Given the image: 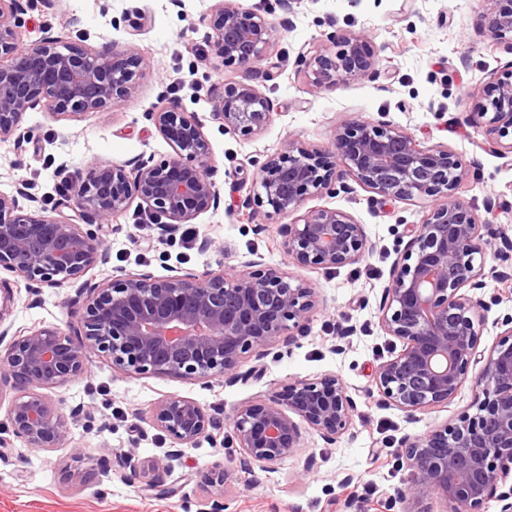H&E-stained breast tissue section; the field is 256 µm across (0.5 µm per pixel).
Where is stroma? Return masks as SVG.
<instances>
[{"label":"stroma","instance_id":"obj_1","mask_svg":"<svg viewBox=\"0 0 512 512\" xmlns=\"http://www.w3.org/2000/svg\"><path fill=\"white\" fill-rule=\"evenodd\" d=\"M239 2L276 29L270 55L284 67L274 80L257 71L217 66L202 23L215 0H35L22 16L26 42L38 41L46 27L94 49L131 41L152 52L155 69L139 80L135 93L111 102L106 114L56 121L44 112H30L24 152H16L12 141H0V193H12L15 181L27 180L35 184L47 214L63 215L59 202L68 183L91 161L161 160L170 154L147 112L162 97L175 99L205 122L220 203L195 219L188 242L177 232L160 237L148 215L130 208L114 219L105 238L110 262L90 270L86 281L97 285L125 274L163 278L220 269L235 274L241 261L259 257L311 283L326 308L295 345L281 342L247 354L242 369L259 365L263 375L245 383L231 385L213 376L127 375L110 358L90 351L86 374L49 392L70 430L64 448H32L13 437L6 426L7 405L16 392L4 388L0 436L10 439L12 449L0 459V512H203L210 499L224 501V512H355L349 505L355 491L365 492L370 512H400L387 500L408 479L407 470L394 460L401 438L473 410L475 391L468 381L448 403L417 412L411 420L382 403L373 380L376 367L402 349L378 326L381 293L405 250L408 225L422 222L431 198L380 204L356 183L347 192L339 188L308 196L304 210L347 212L375 245L374 254L360 263L311 269L289 264L280 247L279 220L239 209L237 180L252 176L256 162L287 139L327 148L335 126L359 115L406 130L419 146L444 144L456 150L470 166L459 194L474 207L490 201L512 205V158L489 151L494 136L480 116L498 79L512 72V46L490 40L480 27L487 0ZM349 32L372 36L383 77L331 90L308 87L295 71L296 56L331 49L329 35ZM238 81L254 85L275 104L271 123L249 139L225 133L210 119L211 86ZM206 237L213 242L208 250L200 247ZM0 283L16 297L9 340L70 321L78 284L45 287L34 297L16 274L0 270ZM505 291V283L488 277L477 292L485 304L481 347H491L502 322L512 318V300L505 299ZM342 327L353 328V335L339 337ZM325 374L339 376L356 402L351 430L329 443L303 428L305 454L315 457L310 472H303L302 457L285 459L270 471L246 469L226 416L288 382ZM168 397L192 399L221 423L174 461L166 457L171 438L152 418L157 402ZM152 463L161 486L172 488V495L146 489L145 468ZM216 465L225 471L224 486L202 491L205 472ZM347 476L352 479L348 485L343 482Z\"/></svg>","mask_w":512,"mask_h":512}]
</instances>
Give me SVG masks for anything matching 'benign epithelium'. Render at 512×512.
Wrapping results in <instances>:
<instances>
[{"label":"benign epithelium","mask_w":512,"mask_h":512,"mask_svg":"<svg viewBox=\"0 0 512 512\" xmlns=\"http://www.w3.org/2000/svg\"><path fill=\"white\" fill-rule=\"evenodd\" d=\"M488 36L512 45V0H488ZM22 0H0V140L18 151L30 140L27 114L40 110L57 120L103 114L109 103L132 95L137 81L153 66L152 52L135 44L89 49L65 42L51 29L34 44L22 34ZM207 42L224 67L251 72L267 62L265 78L280 66L270 61L275 28L259 12L237 0H216L203 19ZM379 55L366 33L345 34L332 54L301 52L296 71L316 89H333L355 80H378ZM211 119L224 132L250 138L270 123L273 101L251 84L228 83L212 89ZM497 138L488 150L512 155V78L497 84L482 106ZM172 153L159 162L136 158L124 163L94 160L70 186L64 206L71 218L60 220L35 205L24 179L11 195H0V270L29 285L61 288L108 263L104 236L111 221L132 205L174 232L218 206L213 159L204 123L177 101L148 112ZM462 157L443 145L419 146L405 130L385 122L352 116L336 126L330 146L309 148L290 139L258 164L253 190L241 201L268 220L295 216L279 228L281 247L302 268L336 269L365 260L374 249L363 225L346 212L318 208L299 214L311 191L347 190L352 180L380 201L427 196L433 205L424 220L410 225L406 249L393 267L379 304V327L402 342V350L377 366L374 382L382 400L408 417L445 404L458 393L469 369L476 394L473 415L463 414L426 433L405 436L398 465L409 480L395 490L402 512L438 498L449 512H512V318L490 348H480L484 302L468 291L484 287L488 224L458 189L468 177ZM32 206L24 208L19 199ZM96 224L87 234L80 223ZM498 259V253H493ZM233 276L222 271L156 278L127 274L81 288L83 303L65 328L33 329L0 349V386L19 391L7 410L14 436L32 448H64L69 430L46 391L83 376L87 352L96 350L112 364L134 374L180 378L220 376L228 384L262 372L238 371L245 355L258 346L302 335L324 309L315 289L283 268L258 260L241 262ZM15 295L0 287V325L11 314ZM357 406L336 375L296 380L237 410L232 427L242 463L272 470L302 454V433L292 415L328 442L353 425ZM157 427L177 445H193L215 427L197 402L180 397L159 401Z\"/></svg>","instance_id":"7a95c632"}]
</instances>
